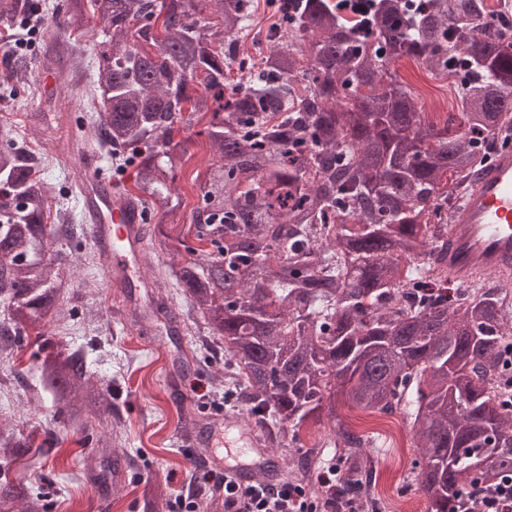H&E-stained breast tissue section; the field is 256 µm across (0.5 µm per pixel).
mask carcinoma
<instances>
[{
    "label": "carcinoma",
    "instance_id": "carcinoma-1",
    "mask_svg": "<svg viewBox=\"0 0 512 512\" xmlns=\"http://www.w3.org/2000/svg\"><path fill=\"white\" fill-rule=\"evenodd\" d=\"M347 2L361 27L340 0H278L280 35L257 68L224 51L248 37L256 0H0V27L52 15L57 37L100 26L95 102L79 126L121 154L111 169L134 171V196L161 221L192 158L174 132L209 116L196 132L213 152L195 178L199 200L183 237L164 243L186 256L163 264L150 252L146 266L190 299L189 335L224 345V392L267 445L299 450L305 425L335 424L291 473L315 472L334 448L349 458L344 492L370 499L368 443L337 413L339 395L403 415L421 448L410 475L426 512H459L512 471V397L496 385L512 354V289L489 274L455 301L402 294L444 273L454 202L512 131V29L478 27L497 13L488 0ZM404 57L453 79L461 111H424L393 69ZM42 162L25 140H0V357L35 335L45 355L28 403L53 411L37 445L0 424V512H48L9 473L93 421L102 471L124 459L109 386L80 348L44 331L72 317L65 269L82 261L83 241Z\"/></svg>",
    "mask_w": 512,
    "mask_h": 512
}]
</instances>
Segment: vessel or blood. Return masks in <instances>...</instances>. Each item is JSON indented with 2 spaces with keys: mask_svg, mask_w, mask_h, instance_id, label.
I'll list each match as a JSON object with an SVG mask.
<instances>
[{
  "mask_svg": "<svg viewBox=\"0 0 512 512\" xmlns=\"http://www.w3.org/2000/svg\"><path fill=\"white\" fill-rule=\"evenodd\" d=\"M77 187L91 239L105 252L108 278L150 287L143 273L142 204L96 169H84ZM442 265L464 283L481 274L512 273L511 146L496 153L454 212Z\"/></svg>",
  "mask_w": 512,
  "mask_h": 512,
  "instance_id": "vessel-or-blood-1",
  "label": "vessel or blood"
}]
</instances>
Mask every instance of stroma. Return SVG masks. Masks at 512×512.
<instances>
[{"label":"stroma","instance_id":"obj_1","mask_svg":"<svg viewBox=\"0 0 512 512\" xmlns=\"http://www.w3.org/2000/svg\"><path fill=\"white\" fill-rule=\"evenodd\" d=\"M94 45V38L89 36L65 42L56 39L48 28H41L28 49L37 62L27 76L26 88L18 96L0 97V131L22 135L30 147L46 150L41 173L63 183L73 224L82 234L88 233L89 225L75 188L80 172L73 168L67 151L76 143V118L86 110L81 90L97 78L96 70L90 67L96 56ZM396 69L426 111H456V97L447 80L408 57L399 60ZM128 295L138 300L144 297L135 287L125 292L108 286L102 267L91 262L72 272L65 295L66 305L83 316L81 323L66 330L67 339L84 347L93 371L112 386V411L121 419L125 449L132 463L126 483L107 489L94 481L98 451L81 447L72 435L57 452L27 467L28 480L49 501L66 503L73 512H144L143 491L148 486L174 502L193 498L194 512H224L223 499L193 494L205 480V469L220 477L225 466L258 459L249 444L253 426L242 404L224 399V359L185 332L169 333L163 319L155 322L153 332L164 337L167 346H153L133 322L131 308L123 304ZM37 351V344L28 342L15 361L0 360V380L10 382L8 395H0V422L18 424L26 434L40 431L47 415L45 408L30 406L24 397L35 382L31 366ZM189 353L200 360L201 367L182 376L186 394L179 399L164 388L162 379L168 369L180 367ZM201 410L227 412L235 421L234 427L222 429L214 441L205 468L195 465L194 448L174 445L171 440L181 420ZM345 415L354 430L375 437L373 465L379 494L373 504L378 512H389L385 495L394 490L405 512H424L425 499L407 478L411 463L419 456L410 426L399 416L373 418L353 409L346 410Z\"/></svg>","mask_w":512,"mask_h":512}]
</instances>
